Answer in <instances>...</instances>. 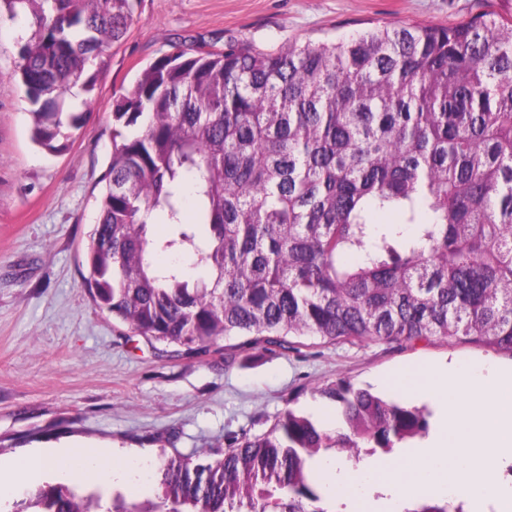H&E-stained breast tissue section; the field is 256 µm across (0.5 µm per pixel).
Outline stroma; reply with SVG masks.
Instances as JSON below:
<instances>
[{"label":"stroma","instance_id":"1","mask_svg":"<svg viewBox=\"0 0 512 512\" xmlns=\"http://www.w3.org/2000/svg\"><path fill=\"white\" fill-rule=\"evenodd\" d=\"M512 0H136L92 102L94 123L63 153L30 140L28 106L7 78L21 25L0 24V459L87 444L114 456L220 458L228 435L268 431L287 408L330 421L320 390L346 379L433 407L408 367L455 360L512 369V353L456 341L163 353L94 305L83 278L94 198L112 153V97L173 47L263 50L347 36L379 22L450 26Z\"/></svg>","mask_w":512,"mask_h":512}]
</instances>
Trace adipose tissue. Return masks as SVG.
<instances>
[{
    "label": "adipose tissue",
    "instance_id": "1",
    "mask_svg": "<svg viewBox=\"0 0 512 512\" xmlns=\"http://www.w3.org/2000/svg\"><path fill=\"white\" fill-rule=\"evenodd\" d=\"M63 471L75 484L122 482L126 488L140 489L149 479L153 461L145 455L106 461L104 449L64 447L49 453L33 452L0 463V497L33 490L44 478L48 467Z\"/></svg>",
    "mask_w": 512,
    "mask_h": 512
}]
</instances>
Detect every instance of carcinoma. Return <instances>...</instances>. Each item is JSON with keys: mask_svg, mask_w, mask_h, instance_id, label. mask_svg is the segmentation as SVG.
<instances>
[{"mask_svg": "<svg viewBox=\"0 0 512 512\" xmlns=\"http://www.w3.org/2000/svg\"><path fill=\"white\" fill-rule=\"evenodd\" d=\"M5 21L29 30L8 78L30 139L61 153L88 126L133 0H0ZM103 182L86 283L96 308L151 344L202 355L223 338H455L512 352V23L494 11L271 51L177 47L113 100ZM320 394L333 424L289 408L219 459L163 460L149 498L118 490L104 504L44 483L24 509L336 512L319 461L406 448L429 413L345 380ZM403 512L463 506L418 499Z\"/></svg>", "mask_w": 512, "mask_h": 512, "instance_id": "obj_1", "label": "carcinoma"}]
</instances>
